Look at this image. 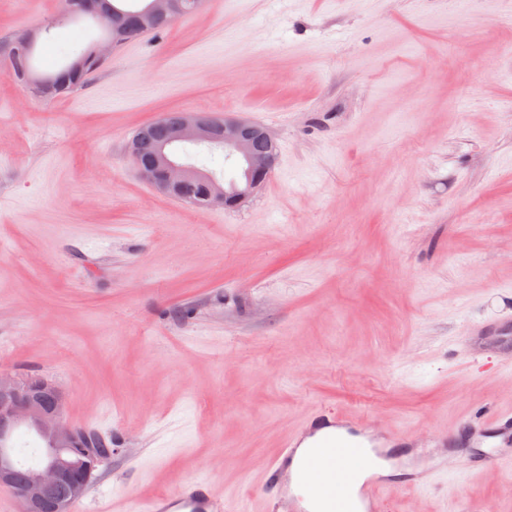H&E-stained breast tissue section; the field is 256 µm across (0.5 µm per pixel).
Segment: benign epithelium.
<instances>
[{"instance_id":"1","label":"benign epithelium","mask_w":512,"mask_h":512,"mask_svg":"<svg viewBox=\"0 0 512 512\" xmlns=\"http://www.w3.org/2000/svg\"><path fill=\"white\" fill-rule=\"evenodd\" d=\"M180 13L179 0H149L144 11L148 18L170 20ZM190 144L224 145L247 173V179L236 186H214L206 206H239L264 185L275 161L272 137L264 128L243 119L219 120L199 112H184L167 125L164 140L150 156H143L140 135L130 140L129 150L146 180L177 195L186 181L203 175L181 157V148ZM64 405L65 391L59 384L0 373V446L10 447L13 430L26 426L38 434L45 448L42 463L20 481L12 457L0 455V486L15 490L23 512H68L87 492L98 453L66 420Z\"/></svg>"}]
</instances>
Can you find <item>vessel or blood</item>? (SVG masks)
Wrapping results in <instances>:
<instances>
[{"mask_svg":"<svg viewBox=\"0 0 512 512\" xmlns=\"http://www.w3.org/2000/svg\"><path fill=\"white\" fill-rule=\"evenodd\" d=\"M332 434L326 435L324 454L297 460L300 438H288L283 451L275 456L265 473L262 488L276 501L289 504L290 512H311L312 507L293 491V482L316 486L326 512H349V497L357 495L362 512H382L384 495L391 482L383 476L355 484L357 471L369 467L371 458L356 432L348 422L332 421ZM467 437L491 441L492 447L483 451L467 468L469 474L480 475L512 462L504 448L512 443V412L499 411L491 416H474L459 422L440 435L439 440L452 450H459ZM223 503L214 499L203 479L182 485L176 492L147 502L144 512H223Z\"/></svg>","mask_w":512,"mask_h":512,"instance_id":"vessel-or-blood-1","label":"vessel or blood"}]
</instances>
